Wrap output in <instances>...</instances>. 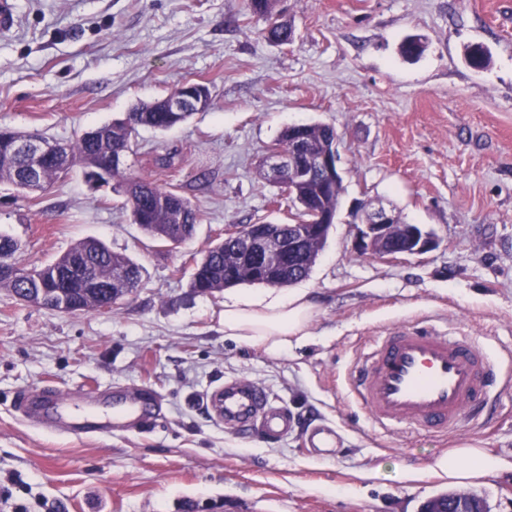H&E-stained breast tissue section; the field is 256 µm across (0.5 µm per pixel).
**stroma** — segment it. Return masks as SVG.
<instances>
[{"mask_svg":"<svg viewBox=\"0 0 512 512\" xmlns=\"http://www.w3.org/2000/svg\"><path fill=\"white\" fill-rule=\"evenodd\" d=\"M279 7L295 31L288 45L261 36L246 0H15L14 25L0 28V127L71 142L188 81L209 87L212 106L165 132L138 129L126 159L201 210L176 249L148 238L122 196L81 169L33 195L0 184V231L21 244L23 264L92 237L143 268L109 312L65 314L0 287V512H421L451 492L434 469L461 443L503 462L463 492L485 512H512V0ZM409 36L425 46L415 60L399 52ZM477 43L489 56L480 69L466 58ZM313 123L336 129L343 191L301 282L319 304L311 334L273 356L224 335L225 301L272 290L193 292L190 260L225 225L298 223L258 166L286 127ZM167 152L174 168L156 167ZM370 201L438 247L395 260L357 253L355 215ZM427 318L475 336L503 368L489 423L445 436L383 430L357 408L349 376L369 341ZM228 379L264 386L298 430L242 440L207 400ZM40 386L81 408L143 387L160 400L148 429L77 439L16 410L17 395ZM312 424L335 429V456L311 448Z\"/></svg>","mask_w":512,"mask_h":512,"instance_id":"obj_1","label":"stroma"}]
</instances>
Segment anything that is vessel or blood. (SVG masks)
I'll return each mask as SVG.
<instances>
[{
    "instance_id": "vessel-or-blood-1",
    "label": "vessel or blood",
    "mask_w": 512,
    "mask_h": 512,
    "mask_svg": "<svg viewBox=\"0 0 512 512\" xmlns=\"http://www.w3.org/2000/svg\"><path fill=\"white\" fill-rule=\"evenodd\" d=\"M496 380L490 360L470 337H450L420 322L382 332L351 372L356 397L376 424L438 434L481 411ZM155 399L151 389L142 388L130 394L121 412L78 414L42 387L24 393L19 408L47 423H65L70 436L106 437L126 417L150 426ZM224 422L248 438L279 439L294 418L286 407L270 402L263 386L233 380L224 385Z\"/></svg>"
}]
</instances>
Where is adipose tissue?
<instances>
[{
    "mask_svg": "<svg viewBox=\"0 0 512 512\" xmlns=\"http://www.w3.org/2000/svg\"><path fill=\"white\" fill-rule=\"evenodd\" d=\"M317 308L315 299L304 289L285 298L228 302L224 305V334L247 344L265 345L269 354L277 356L307 338ZM499 467L497 457L466 445L442 456L436 463V472L457 484L482 478Z\"/></svg>",
    "mask_w": 512,
    "mask_h": 512,
    "instance_id": "1",
    "label": "adipose tissue"
}]
</instances>
